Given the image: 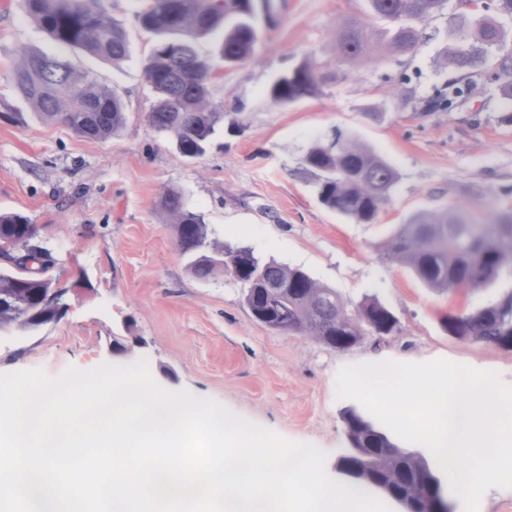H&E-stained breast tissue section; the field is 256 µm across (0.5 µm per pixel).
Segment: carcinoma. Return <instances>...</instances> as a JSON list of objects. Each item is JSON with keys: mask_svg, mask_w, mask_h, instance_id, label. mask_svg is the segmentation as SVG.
I'll list each match as a JSON object with an SVG mask.
<instances>
[{"mask_svg": "<svg viewBox=\"0 0 512 512\" xmlns=\"http://www.w3.org/2000/svg\"><path fill=\"white\" fill-rule=\"evenodd\" d=\"M374 16L395 23L376 33L351 20L336 30V51L348 60L378 62L413 51L422 39L420 25L441 12L447 0H368ZM451 15L442 62L460 73L434 103L448 108L468 96L472 77L493 67L500 89L512 99V47L502 25L465 0ZM146 9L142 27L156 37L144 63L156 101L147 119L185 158L205 154L224 113L211 94L212 57L200 42H212L224 63L255 55L258 34L253 0H138ZM28 15L52 42L79 48L114 63L127 58L123 25L110 17L101 0H26ZM320 65L308 59L279 76L267 89L270 100L286 106L321 91ZM18 95L46 122H59L76 135L107 141L127 127L120 97L88 72L59 57L24 49L10 69ZM299 170L312 183L319 202L355 224L374 223L391 200L395 170L370 148L351 138L313 143ZM158 207L173 226L177 249L190 259L196 278L222 272L243 285L252 318L269 329L308 336L334 350H349L367 339L380 342L398 333V320L376 299L351 307L298 267L264 261L248 246L213 237L202 213L180 193L164 190ZM37 228L19 213L0 214V246L26 251ZM392 263L410 269L425 287L442 294L473 293L512 273V209L459 206L425 210L400 225L383 247ZM63 290L36 276L0 271V329L27 332L57 318L66 308ZM448 335L465 342L489 343L512 352V290L473 310L450 311L443 318ZM348 448L336 461L344 483L376 493L402 512H454L450 491L421 455L400 446L386 429L356 407L344 411Z\"/></svg>", "mask_w": 512, "mask_h": 512, "instance_id": "cac0c4a2", "label": "carcinoma"}]
</instances>
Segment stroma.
<instances>
[{"mask_svg": "<svg viewBox=\"0 0 512 512\" xmlns=\"http://www.w3.org/2000/svg\"><path fill=\"white\" fill-rule=\"evenodd\" d=\"M101 3L130 42L128 59L116 65L50 41L24 0H0V214L19 213L38 226L36 241L55 260L45 276L67 291L58 318L0 335V374L40 368L56 378L71 367L144 358L160 387L214 399L283 438L313 443L326 453L332 478L348 446V402L335 386L342 367L446 359L512 383V353L457 340L442 326L449 309L469 310L511 290V275L477 293L440 295L379 251L417 212L512 206V100L498 81L477 78L473 93L447 109L429 103L452 77L440 55L458 0L425 22L413 53L378 66L336 52L338 25L367 19L366 0H275L276 25L255 19V58L220 67L213 79L224 133L190 160L146 119L155 94L143 65L154 39L138 23L136 0ZM25 47L64 56L112 88L125 104L126 132L101 142L35 119L17 126L11 113L28 106L9 68ZM308 58L330 75L321 93L273 104L269 84ZM337 134L368 146L399 176L375 223L323 207L298 172L314 142ZM166 188L202 212L216 238L302 268L351 304L380 301L399 332L336 351L255 322L241 284L192 274L157 206Z\"/></svg>", "mask_w": 512, "mask_h": 512, "instance_id": "stroma-1", "label": "stroma"}]
</instances>
